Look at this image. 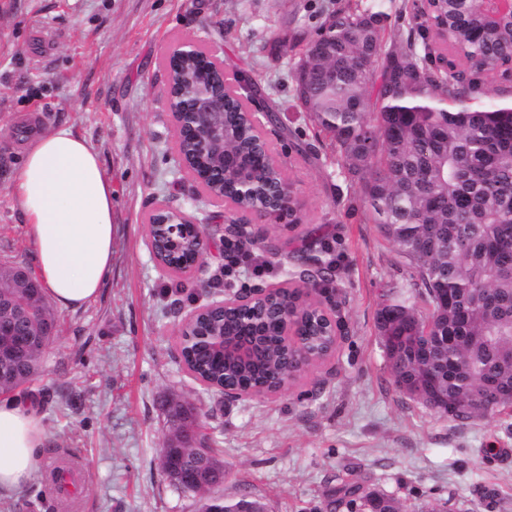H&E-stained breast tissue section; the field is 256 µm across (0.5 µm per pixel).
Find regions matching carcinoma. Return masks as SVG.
I'll list each match as a JSON object with an SVG mask.
<instances>
[{"instance_id":"obj_1","label":"carcinoma","mask_w":512,"mask_h":512,"mask_svg":"<svg viewBox=\"0 0 512 512\" xmlns=\"http://www.w3.org/2000/svg\"><path fill=\"white\" fill-rule=\"evenodd\" d=\"M389 13L380 4L353 0L328 15L317 37L301 51L294 72H303L296 99L336 143L345 180L360 185L363 202L384 238L417 273L413 291L389 289L380 311L391 315L400 348L389 363L397 387L430 376L448 400L460 404L451 419L464 421L496 412L499 397L512 392V105L475 103L472 83L429 63L426 44L386 35ZM448 36L469 70L489 73L508 62L512 29L491 37L476 34L470 5H452ZM399 57L414 81L388 77ZM201 62L171 65L187 80ZM224 147L246 164L257 195L238 202L243 210L263 202L267 185L280 178L273 158L255 149L258 132L246 111L228 97ZM299 260L309 286L333 261ZM421 299V311L415 299ZM261 335L234 314H207L187 328L254 340L250 363H235L198 343L190 363L202 378L243 390L274 386L284 366L278 317L257 307ZM302 340L322 350L328 338L302 326ZM43 364L34 350L24 372L0 381V393L24 390ZM361 485L343 482L329 490V505L348 512L365 506Z\"/></svg>"}]
</instances>
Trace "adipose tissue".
<instances>
[{"mask_svg": "<svg viewBox=\"0 0 512 512\" xmlns=\"http://www.w3.org/2000/svg\"><path fill=\"white\" fill-rule=\"evenodd\" d=\"M14 189L43 291L73 309L96 298L112 267V179L97 152L63 126L35 133ZM46 438L31 401L0 400V497L29 484Z\"/></svg>", "mask_w": 512, "mask_h": 512, "instance_id": "1", "label": "adipose tissue"}]
</instances>
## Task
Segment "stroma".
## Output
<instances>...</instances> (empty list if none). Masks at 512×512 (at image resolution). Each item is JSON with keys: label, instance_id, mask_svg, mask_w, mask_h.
I'll use <instances>...</instances> for the list:
<instances>
[{"label": "stroma", "instance_id": "stroma-1", "mask_svg": "<svg viewBox=\"0 0 512 512\" xmlns=\"http://www.w3.org/2000/svg\"><path fill=\"white\" fill-rule=\"evenodd\" d=\"M347 2L0 0V260L34 263L13 183L27 141L21 125L71 128L112 179V270L85 306L55 309L43 369L25 391L44 417L48 450L10 496L12 512H63L60 490L45 480L54 461L81 466L72 512H196L198 495L175 489L159 467L173 399L193 404L204 435L220 440L224 497L325 512L327 492L354 472L402 512H512V411L454 421L395 385L376 318L387 291L411 284L415 270L366 220L359 185L344 179L335 144L294 96L302 48ZM195 36L228 75L259 80L256 109L272 108L282 124L263 132L298 191L302 222L266 225V245L245 247L268 264L261 277L242 267L223 276L218 240L199 273H162L150 253L147 218L160 201L204 224L230 215L175 163L162 60ZM301 248L333 261L313 294L340 322L336 354L274 398L225 402L184 369L179 328L225 292L297 280L292 253Z\"/></svg>", "mask_w": 512, "mask_h": 512}]
</instances>
